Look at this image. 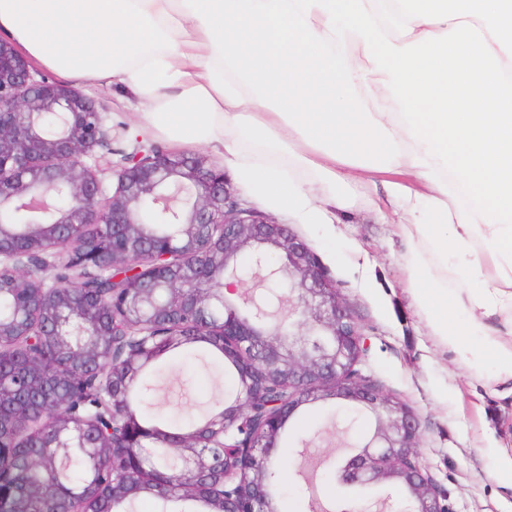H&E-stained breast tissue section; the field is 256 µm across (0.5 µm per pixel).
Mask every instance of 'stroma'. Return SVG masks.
Here are the masks:
<instances>
[{
  "mask_svg": "<svg viewBox=\"0 0 512 512\" xmlns=\"http://www.w3.org/2000/svg\"><path fill=\"white\" fill-rule=\"evenodd\" d=\"M83 93L102 104L112 123V160L143 137L144 120L119 81L86 83ZM368 174H356L341 224H301L288 213L280 223L320 258L358 320L365 353L358 368L412 407L420 419L422 466L444 493L451 512H512V485L498 483L488 442L512 452V384L477 378L447 345L432 336L408 286L407 244L397 225L382 221L366 198ZM158 404L166 411L195 407L223 386L236 390L232 372L207 364L204 348L179 351L163 364ZM366 410L345 401L301 407L287 422L272 454L279 471L277 512H373L390 498L394 512L406 491L387 484L345 485L338 470L372 436Z\"/></svg>",
  "mask_w": 512,
  "mask_h": 512,
  "instance_id": "1",
  "label": "stroma"
}]
</instances>
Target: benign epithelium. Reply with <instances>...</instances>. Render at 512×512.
<instances>
[{"mask_svg":"<svg viewBox=\"0 0 512 512\" xmlns=\"http://www.w3.org/2000/svg\"><path fill=\"white\" fill-rule=\"evenodd\" d=\"M110 140L101 104L39 74L0 40V268L25 274L30 288L13 315L0 318V359H12L14 379L30 396L0 379V423L38 439L48 454L89 448L101 470L115 468L138 425L124 395L136 390L159 337L204 339L224 348L239 393L168 447L177 449L181 470L197 477L210 512H275L271 448L299 408L334 399L376 419L372 440L340 469L341 483L401 486L403 512H449L418 460V415L356 369L362 330L318 255L286 225L240 206L206 155L141 142L115 166L101 153ZM108 172L117 176L112 187ZM23 211L35 219L17 233L12 214ZM104 226L112 229L115 284L104 297L47 275L65 230ZM247 252L251 270L265 269L297 322L245 301ZM103 341L112 369L90 380L84 367ZM50 348L74 381L109 392L96 412L66 420L54 434L42 401L55 394L58 376L35 360ZM142 493L167 498L173 490L119 477L67 501L51 486L44 490L50 512H111Z\"/></svg>","mask_w":512,"mask_h":512,"instance_id":"7a95c632","label":"benign epithelium"}]
</instances>
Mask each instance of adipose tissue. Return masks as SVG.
I'll list each match as a JSON object with an SVG mask.
<instances>
[{
  "label": "adipose tissue",
  "mask_w": 512,
  "mask_h": 512,
  "mask_svg": "<svg viewBox=\"0 0 512 512\" xmlns=\"http://www.w3.org/2000/svg\"><path fill=\"white\" fill-rule=\"evenodd\" d=\"M0 34L119 80L300 223H336L347 170L385 174L432 333L512 379V0H0Z\"/></svg>",
  "instance_id": "1"
}]
</instances>
